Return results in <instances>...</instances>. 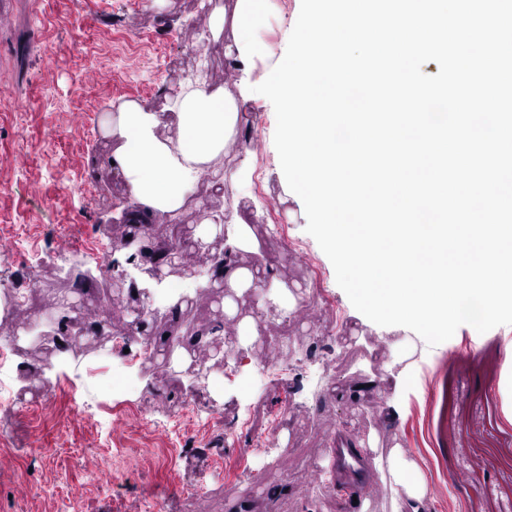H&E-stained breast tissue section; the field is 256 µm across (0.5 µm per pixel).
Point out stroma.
Returning a JSON list of instances; mask_svg holds the SVG:
<instances>
[{
	"label": "stroma",
	"mask_w": 512,
	"mask_h": 512,
	"mask_svg": "<svg viewBox=\"0 0 512 512\" xmlns=\"http://www.w3.org/2000/svg\"><path fill=\"white\" fill-rule=\"evenodd\" d=\"M228 0H6L0 8V329H20L0 352L10 375L0 391V512H391L386 481L337 493L326 451L337 434L377 453L400 449L427 483L422 512H512V325L460 326L436 346L408 328L359 313L332 263L306 230L274 145L272 103L259 95L226 153L222 194L205 189L177 217H156L151 246L176 242L175 224L239 213L258 241L239 264L272 268L274 283L302 292L289 316L235 297L222 313L206 276L181 322L194 328L249 320L280 340H240L223 369L211 348L184 360H148L123 348L140 299L99 287L94 250L125 245V184L112 172L102 124L114 104L163 111L188 77L228 83L223 39L205 37L213 6ZM301 0H269L255 31L265 48L252 78L285 55ZM97 285L85 314L103 321L60 353L55 326L25 332L32 308L61 315L76 279ZM329 306H318L319 297ZM336 334L321 336L327 323ZM335 369L319 370L323 351ZM456 483H449V476Z\"/></svg>",
	"instance_id": "1"
}]
</instances>
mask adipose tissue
I'll use <instances>...</instances> for the list:
<instances>
[{
    "label": "adipose tissue",
    "instance_id": "1",
    "mask_svg": "<svg viewBox=\"0 0 512 512\" xmlns=\"http://www.w3.org/2000/svg\"><path fill=\"white\" fill-rule=\"evenodd\" d=\"M266 0H234L232 8H217L208 15L207 32L219 37L231 35L224 47L226 57L237 63L242 77H251V61L264 48L253 31ZM244 98L231 89H211L197 80H186L169 98L167 111L152 112L134 100L119 103L104 125L115 146L112 170L126 184L132 206L126 214L128 223L150 222L157 214H177L186 195L201 173H212L215 190H223L221 170L215 160L223 159L234 145L241 122ZM173 124L178 129L174 140L161 138V126ZM207 235L223 233L226 263L222 278L228 294L225 312H232V297L258 286L270 273L269 268H247L233 263L241 251H253L257 243L251 227L237 210L225 211L222 222L207 218L200 225ZM381 471L393 487L396 498L393 512H420L427 487L414 462L400 450H392Z\"/></svg>",
    "mask_w": 512,
    "mask_h": 512
}]
</instances>
